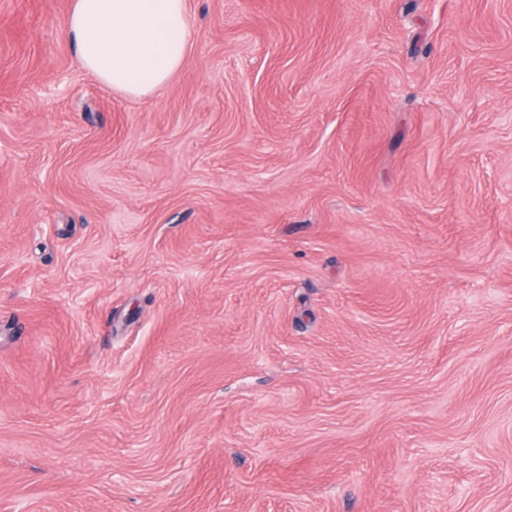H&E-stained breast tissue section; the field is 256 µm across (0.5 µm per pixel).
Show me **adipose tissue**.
Returning a JSON list of instances; mask_svg holds the SVG:
<instances>
[{"mask_svg": "<svg viewBox=\"0 0 512 512\" xmlns=\"http://www.w3.org/2000/svg\"><path fill=\"white\" fill-rule=\"evenodd\" d=\"M66 31L84 70L107 89L142 97L186 57L187 0H73Z\"/></svg>", "mask_w": 512, "mask_h": 512, "instance_id": "1", "label": "adipose tissue"}]
</instances>
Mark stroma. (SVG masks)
Returning <instances> with one entry per match:
<instances>
[{"label":"stroma","mask_w":512,"mask_h":512,"mask_svg":"<svg viewBox=\"0 0 512 512\" xmlns=\"http://www.w3.org/2000/svg\"><path fill=\"white\" fill-rule=\"evenodd\" d=\"M0 0V512H512V0H187L108 90Z\"/></svg>","instance_id":"obj_1"}]
</instances>
